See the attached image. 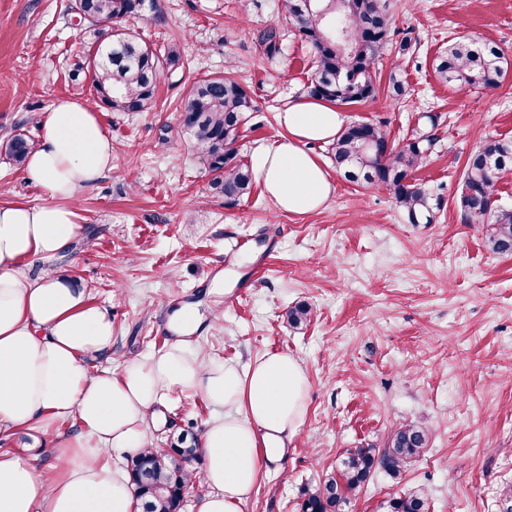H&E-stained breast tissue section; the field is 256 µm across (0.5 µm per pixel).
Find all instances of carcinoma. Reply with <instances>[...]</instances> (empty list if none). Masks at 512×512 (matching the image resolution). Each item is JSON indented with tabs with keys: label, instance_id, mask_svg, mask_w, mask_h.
Instances as JSON below:
<instances>
[{
	"label": "carcinoma",
	"instance_id": "carcinoma-1",
	"mask_svg": "<svg viewBox=\"0 0 512 512\" xmlns=\"http://www.w3.org/2000/svg\"><path fill=\"white\" fill-rule=\"evenodd\" d=\"M330 0H281V9L298 35L312 49L313 78L308 94L333 105L361 103L373 96V71L387 47L408 55L412 40L392 43V20L379 0H344L339 14H326ZM70 9L93 35L89 50L74 63L72 80L88 85L92 101L112 112H143L152 107L160 81L183 67L180 46L160 47L118 22L145 10L161 19L158 0H72ZM445 82L483 88L498 87L503 78V58L494 46L472 40H456L434 62ZM252 99L231 70L197 77L190 85L182 108V124L193 133L197 150L210 172L214 188L224 201L234 204L250 194L253 174L237 160L235 143ZM381 127L354 122L343 127L332 143L336 169L351 181L383 186L406 213L410 223L433 221L440 198L411 178L438 142L433 134L414 135L378 158L369 146L383 142ZM14 164L22 166L33 144L25 134L12 133L0 141ZM512 171V142L489 140L472 151L465 165L459 196L465 215L488 225L487 241L493 252L512 254V208L498 206L497 185ZM306 305L288 310V322L297 327L310 321ZM429 430L416 424L393 431L385 448H349L336 474L304 493L299 512H341L348 495L358 491L381 468L397 476L426 447ZM203 456L195 439L180 438L169 448H147L130 459V476L141 512H180L196 481L194 464ZM389 512H429L421 491L396 497Z\"/></svg>",
	"mask_w": 512,
	"mask_h": 512
}]
</instances>
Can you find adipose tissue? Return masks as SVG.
<instances>
[{"instance_id":"ef3b65f1","label":"adipose tissue","mask_w":512,"mask_h":512,"mask_svg":"<svg viewBox=\"0 0 512 512\" xmlns=\"http://www.w3.org/2000/svg\"><path fill=\"white\" fill-rule=\"evenodd\" d=\"M279 124L282 135L254 154V170L280 210L316 211L333 183L307 146L334 140L343 117L304 97L280 112ZM40 126L24 170L47 197L0 204V429L38 430L53 464L44 474L0 451V512H134L112 454L151 447L147 421L174 392L197 394L212 410L199 438L206 492L197 512H242L263 469L282 460L305 419L306 370L285 353L243 366L201 358L187 341L201 327L189 308L171 315L176 338L165 351L92 369L91 360L112 350L111 317L72 279L35 277L30 267L72 253L82 232L77 200L111 171L112 138L95 109L72 99L57 101ZM62 419L72 432L58 429Z\"/></svg>"}]
</instances>
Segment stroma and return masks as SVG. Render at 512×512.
Returning a JSON list of instances; mask_svg holds the SVG:
<instances>
[{
  "mask_svg": "<svg viewBox=\"0 0 512 512\" xmlns=\"http://www.w3.org/2000/svg\"><path fill=\"white\" fill-rule=\"evenodd\" d=\"M70 0H0V136L38 141L39 117L58 100H87L69 78L90 36L67 11ZM395 38L417 49L382 55L368 100L341 107L344 122L380 126L391 142L435 132L438 143L412 177L441 199L433 223H409L385 187L345 181L326 144L312 153L334 191L324 208L280 211L261 182L225 203L181 124L192 74L161 81L153 108H98L117 149L112 170L79 199L84 234L67 259L30 272L71 277L91 304L110 313L115 367L163 351L170 315L198 305L204 319L189 342L201 356L246 364L268 352L307 371L305 420L284 460L270 465L242 512H298L305 489L322 484L349 448H382L405 424L430 431L427 447L399 477L376 469L342 512H388L391 498L424 489L430 512H501L512 485V254L494 253L486 227L458 204L466 159L490 139L512 140V71L495 89L447 83L434 60L452 40L501 47L512 62V0H383ZM161 20H125L147 42L180 44L201 71L233 65L255 109L247 113L238 158L272 145L278 114L306 96L311 49L279 0H159ZM276 28L268 56L262 33ZM398 72L407 101L390 98ZM45 187L0 154V202L37 204ZM250 241L247 252L235 249ZM223 276L222 292L212 284ZM246 297L232 302L240 285ZM309 305L300 328L288 311ZM154 445L200 435L211 410L191 393L165 401Z\"/></svg>",
  "mask_w": 512,
  "mask_h": 512,
  "instance_id": "35a3bbf8",
  "label": "stroma"
}]
</instances>
